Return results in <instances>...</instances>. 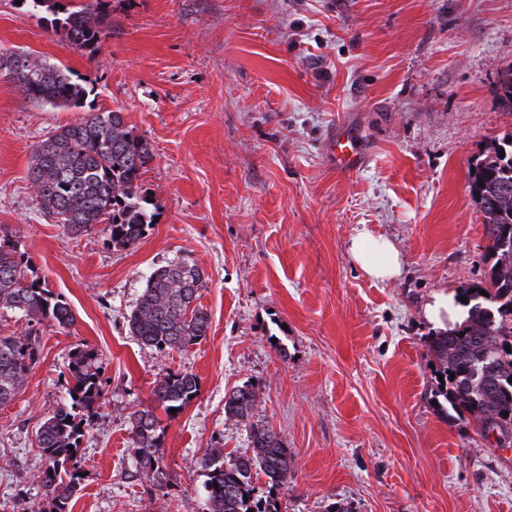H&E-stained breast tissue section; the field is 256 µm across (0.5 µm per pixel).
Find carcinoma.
Masks as SVG:
<instances>
[{
    "label": "carcinoma",
    "mask_w": 512,
    "mask_h": 512,
    "mask_svg": "<svg viewBox=\"0 0 512 512\" xmlns=\"http://www.w3.org/2000/svg\"><path fill=\"white\" fill-rule=\"evenodd\" d=\"M34 13L53 15L51 25L75 49L98 48L108 36L105 0L79 6L62 0H25ZM0 74L18 83L26 98L67 108H82L88 91L71 71L15 52H0ZM499 102L512 115V65L500 70ZM505 156H500V153ZM152 160L147 142L132 135L117 110L89 112L60 126L34 152L30 171L43 215L78 236L96 224H107L112 245L127 247L144 237L154 223L140 185ZM470 193L483 216L488 239L486 286L463 297L467 317L452 330L428 341L440 363L441 390L452 408L468 414L482 435L497 434L500 445L512 443V139L471 167ZM31 270L24 252L10 239L0 241V308L20 311L30 322L49 321L69 327L75 316L68 303L54 296ZM206 279L187 256L155 269L136 308L127 317L130 332L156 349L183 351L199 343L209 329V315L197 300ZM487 295H482V292ZM29 334L0 335V403L12 400L34 365ZM69 403L45 419L38 445L47 465L39 478L54 512H66L76 492L75 455L87 419L102 397L97 354L77 347L68 363ZM191 372H173L157 383L153 395L165 412L182 411L198 395ZM255 390L243 385L231 392L224 413L248 427L251 450L224 461L214 451L200 460L208 471L209 512H279L275 497L288 482L292 460L283 440L269 427L252 422ZM132 452L148 472L161 470L163 431L154 410L130 417ZM264 476L268 495L255 494L254 480Z\"/></svg>",
    "instance_id": "1"
}]
</instances>
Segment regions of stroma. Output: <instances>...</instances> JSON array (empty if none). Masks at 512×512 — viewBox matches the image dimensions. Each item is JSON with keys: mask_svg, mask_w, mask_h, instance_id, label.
<instances>
[{"mask_svg": "<svg viewBox=\"0 0 512 512\" xmlns=\"http://www.w3.org/2000/svg\"><path fill=\"white\" fill-rule=\"evenodd\" d=\"M96 51L0 0V50L69 68L89 105L119 110L152 159L142 176L157 220L137 244L105 225L74 237L39 210L37 145L82 118L22 96L0 76V235L25 251L72 326L0 309V334L27 330L40 358L0 404V512H50L37 481L41 424L66 403L67 364L99 355L103 395L76 453L70 512H209L213 451L249 446L224 413L254 386L255 423L292 454L280 512H512V446L496 447L439 393L425 303L485 282L483 217L469 168L512 136L498 73L512 65V0H110ZM356 130L364 165L337 174L328 144ZM391 240L400 277L351 259L356 230ZM180 256L208 276L201 343L159 350L126 318L147 276ZM200 382L159 413L163 473L139 468L129 418L168 373Z\"/></svg>", "mask_w": 512, "mask_h": 512, "instance_id": "obj_1", "label": "stroma"}]
</instances>
